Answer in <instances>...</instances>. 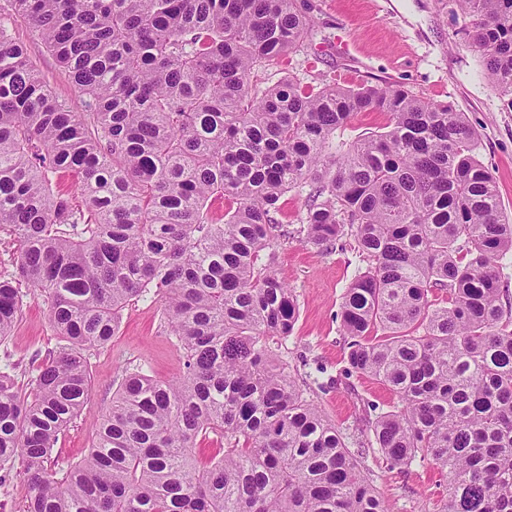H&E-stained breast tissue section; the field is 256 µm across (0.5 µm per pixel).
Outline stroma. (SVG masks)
Returning a JSON list of instances; mask_svg holds the SVG:
<instances>
[{
	"label": "stroma",
	"mask_w": 512,
	"mask_h": 512,
	"mask_svg": "<svg viewBox=\"0 0 512 512\" xmlns=\"http://www.w3.org/2000/svg\"><path fill=\"white\" fill-rule=\"evenodd\" d=\"M314 27L310 41L288 63L272 61L259 72L265 88L285 77L313 85L396 82L432 101L464 112L476 129L477 153L498 185L499 204L512 217V101L486 78L481 58L465 35L455 0H297ZM8 32L24 42L53 93L70 105L79 96L68 75L31 36L28 25L9 22ZM275 269L293 288L299 319L278 350L310 397L342 431L357 423L364 403L388 408L391 394L377 381L343 377L347 339L336 313L359 264L353 250L325 254L291 240L275 244ZM160 304L145 298L123 313L111 343L89 360L91 393L80 416L60 437L55 460L81 459L92 426L111 404L127 364H141L155 377L179 375L182 354L160 326ZM58 338L49 308L30 296L12 335L0 343V368L13 366L17 384L56 351ZM364 465L394 512H435L442 489L430 467L387 469L374 453Z\"/></svg>",
	"instance_id": "1"
}]
</instances>
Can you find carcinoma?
<instances>
[{"label": "carcinoma", "mask_w": 512, "mask_h": 512, "mask_svg": "<svg viewBox=\"0 0 512 512\" xmlns=\"http://www.w3.org/2000/svg\"><path fill=\"white\" fill-rule=\"evenodd\" d=\"M456 3L512 102V0ZM7 15L80 98L59 100L0 24V232L18 243L0 341L31 294L60 339L26 387L0 371V470L23 462L24 512H392L353 445L436 469L439 512H512V219L464 113L400 84L256 90L312 35L297 0H7ZM374 111L385 131L339 141ZM59 172L78 195L53 192ZM303 185L290 229L281 200ZM348 237L365 266L337 314L347 373L395 401L346 434L272 350L299 307L270 249ZM147 296L183 374L126 367L87 454L47 467L89 398V353Z\"/></svg>", "instance_id": "carcinoma-1"}]
</instances>
